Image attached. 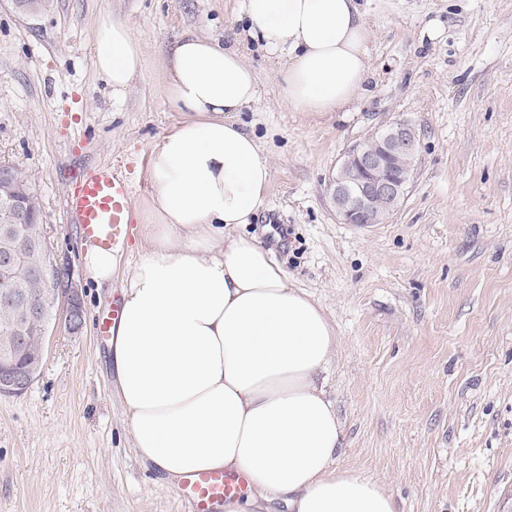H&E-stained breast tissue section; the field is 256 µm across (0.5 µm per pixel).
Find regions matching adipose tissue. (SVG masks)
<instances>
[{"mask_svg": "<svg viewBox=\"0 0 512 512\" xmlns=\"http://www.w3.org/2000/svg\"><path fill=\"white\" fill-rule=\"evenodd\" d=\"M360 0H239L240 41L187 35L165 70L182 118L149 148L142 254L110 347L139 461L167 479L234 471L253 491L224 512H399L379 482L337 466L343 424L323 373L339 345L319 303L246 232L270 163L235 120L260 99L256 42L288 107L340 111L365 91L372 32ZM97 73L122 95L143 69L131 25L93 30Z\"/></svg>", "mask_w": 512, "mask_h": 512, "instance_id": "1", "label": "adipose tissue"}]
</instances>
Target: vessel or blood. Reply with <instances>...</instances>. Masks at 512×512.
<instances>
[{"instance_id":"vessel-or-blood-1","label":"vessel or blood","mask_w":512,"mask_h":512,"mask_svg":"<svg viewBox=\"0 0 512 512\" xmlns=\"http://www.w3.org/2000/svg\"><path fill=\"white\" fill-rule=\"evenodd\" d=\"M133 184L118 175L111 164L83 170L66 192L64 206L78 227L81 239L104 250L125 246L133 231ZM245 477L222 471L190 472L175 487L182 512H221L229 498L245 496Z\"/></svg>"}]
</instances>
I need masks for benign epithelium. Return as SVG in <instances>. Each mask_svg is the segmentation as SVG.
Listing matches in <instances>:
<instances>
[{"label":"benign epithelium","instance_id":"obj_1","mask_svg":"<svg viewBox=\"0 0 512 512\" xmlns=\"http://www.w3.org/2000/svg\"><path fill=\"white\" fill-rule=\"evenodd\" d=\"M373 143L355 145L343 155L341 165L354 166L360 172V179L353 185L334 179L331 184V200L336 208V217L342 224L365 227L372 206L383 202L397 205L407 193L410 181L399 173L389 171L393 162L402 157L415 155L421 151V140L416 129L405 121L387 125L372 137ZM0 196L14 203L23 214L39 207L38 194L26 179L18 177L10 170L0 169ZM13 229L6 226L0 229V264L7 266L14 256ZM62 299L65 320L75 331L83 323L84 309L79 289L68 284L52 291L48 299ZM15 299L22 302L23 321L16 327V334L9 337V348L0 357L12 361L16 353L26 349L29 329L35 326L41 303H33L23 296V290L15 293ZM40 361L34 360L20 367L10 366L0 371V392L21 394L35 379Z\"/></svg>","mask_w":512,"mask_h":512}]
</instances>
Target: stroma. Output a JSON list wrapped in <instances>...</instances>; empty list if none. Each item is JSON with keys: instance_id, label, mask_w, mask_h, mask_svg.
I'll return each mask as SVG.
<instances>
[{"instance_id": "stroma-1", "label": "stroma", "mask_w": 512, "mask_h": 512, "mask_svg": "<svg viewBox=\"0 0 512 512\" xmlns=\"http://www.w3.org/2000/svg\"><path fill=\"white\" fill-rule=\"evenodd\" d=\"M237 0H52L35 15L0 0V163L41 202L45 241L69 267L84 323L56 319L40 376L0 395V512H180L143 466L115 396L94 318L121 300L131 241L110 283L86 281L64 216L87 160L115 162L148 198L145 158L182 115L163 104L164 66L183 35L234 40ZM367 92L346 112L288 108L263 51L246 57L260 101L237 118L271 181L250 232L340 338L328 369L343 422L339 466L382 484L399 512H512V0H367ZM126 20L143 70L115 97L94 65L93 28ZM441 38L424 37L427 20ZM409 121L421 152L382 223H339L330 184L352 144Z\"/></svg>"}]
</instances>
